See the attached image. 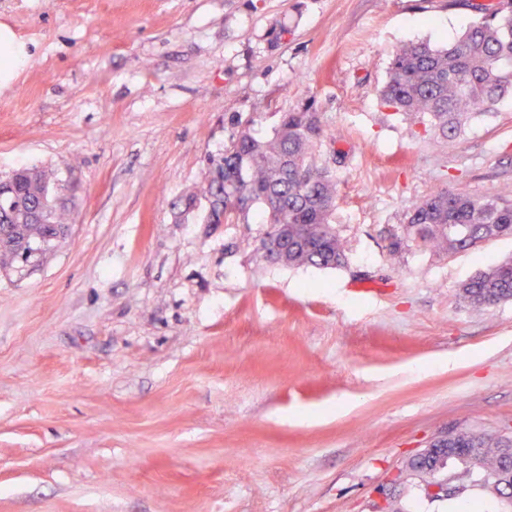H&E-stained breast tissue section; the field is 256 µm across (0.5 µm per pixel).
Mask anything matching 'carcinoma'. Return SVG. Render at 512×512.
<instances>
[{
	"instance_id": "cac0c4a2",
	"label": "carcinoma",
	"mask_w": 512,
	"mask_h": 512,
	"mask_svg": "<svg viewBox=\"0 0 512 512\" xmlns=\"http://www.w3.org/2000/svg\"><path fill=\"white\" fill-rule=\"evenodd\" d=\"M381 99L395 111L426 117L441 138L454 142L476 114L494 111L512 97V0L483 8V16L446 47L427 42L398 48L389 64ZM336 136L320 114L305 106L278 115L267 126L260 119L237 121V130L214 168L224 181L207 183L219 224L287 226L282 249L268 255L273 264L336 269L344 265V243L332 224L337 183L315 161L325 140ZM76 186L70 179L19 167L0 179V269L27 272L54 247L52 235L72 223ZM502 236H512V203L494 195L474 199L441 188L413 204L407 222L388 236L396 255L409 244L452 254ZM459 299L479 308L512 300V259L507 258L464 282ZM466 451L448 460L454 472L437 498L451 500L468 487L495 498L500 512H512V448L498 435L460 434ZM407 469L424 482L438 483L432 464L413 457Z\"/></svg>"
}]
</instances>
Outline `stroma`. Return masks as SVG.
Wrapping results in <instances>:
<instances>
[{"mask_svg":"<svg viewBox=\"0 0 512 512\" xmlns=\"http://www.w3.org/2000/svg\"><path fill=\"white\" fill-rule=\"evenodd\" d=\"M448 0H0L25 49L0 86V177L81 186L69 236L0 270V512H468L408 459L445 432L512 440V301L456 293L512 236L391 258L446 188L512 199V98L444 147L379 91L395 48L477 19ZM287 24V39L273 31ZM335 145L346 263L288 268L259 224L176 223L234 119L303 104Z\"/></svg>","mask_w":512,"mask_h":512,"instance_id":"35a3bbf8","label":"stroma"}]
</instances>
